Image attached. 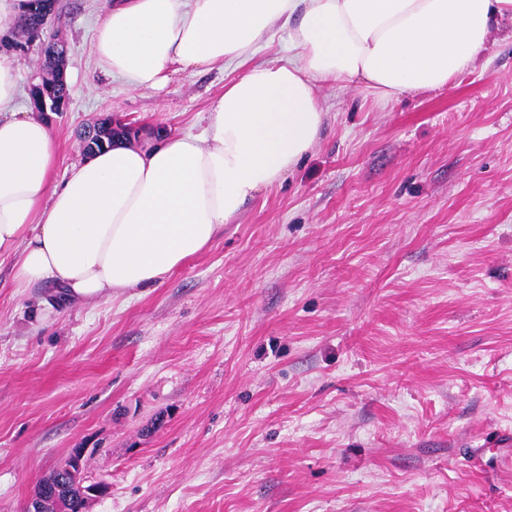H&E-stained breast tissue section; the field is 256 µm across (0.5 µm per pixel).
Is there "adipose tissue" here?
<instances>
[{"instance_id": "obj_1", "label": "adipose tissue", "mask_w": 512, "mask_h": 512, "mask_svg": "<svg viewBox=\"0 0 512 512\" xmlns=\"http://www.w3.org/2000/svg\"><path fill=\"white\" fill-rule=\"evenodd\" d=\"M505 18L512 0H114L94 53L129 89L159 94L217 66L240 74L200 132L115 140L59 182L49 126L17 108L19 68L0 54V258L19 287L72 299L161 285L312 151L327 119L318 83L384 100L443 89ZM277 42L288 59L256 62Z\"/></svg>"}]
</instances>
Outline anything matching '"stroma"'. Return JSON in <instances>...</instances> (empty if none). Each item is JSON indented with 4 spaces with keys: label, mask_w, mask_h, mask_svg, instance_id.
I'll return each mask as SVG.
<instances>
[{
    "label": "stroma",
    "mask_w": 512,
    "mask_h": 512,
    "mask_svg": "<svg viewBox=\"0 0 512 512\" xmlns=\"http://www.w3.org/2000/svg\"><path fill=\"white\" fill-rule=\"evenodd\" d=\"M106 2L5 38L24 110L42 38L66 50L58 181L88 126L199 132L235 75L129 90ZM318 95L312 151L165 283L69 300L0 261V512L74 448L110 486L89 512H512V22L448 88Z\"/></svg>",
    "instance_id": "35a3bbf8"
}]
</instances>
